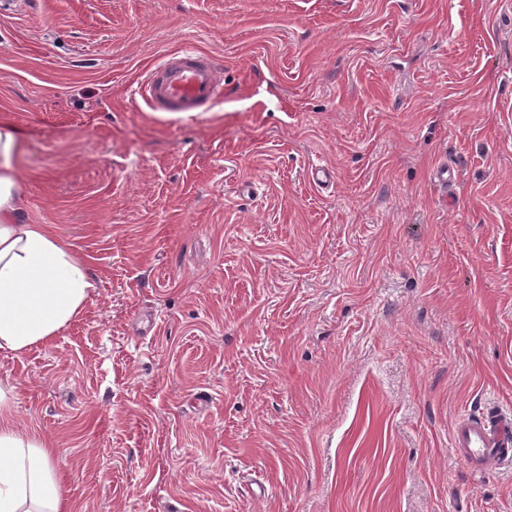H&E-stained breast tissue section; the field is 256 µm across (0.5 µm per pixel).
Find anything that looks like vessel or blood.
Returning <instances> with one entry per match:
<instances>
[{
    "mask_svg": "<svg viewBox=\"0 0 512 512\" xmlns=\"http://www.w3.org/2000/svg\"><path fill=\"white\" fill-rule=\"evenodd\" d=\"M214 56L185 47L165 55L135 82L133 99L153 112L194 118L224 101L216 81ZM451 449L463 468L475 476L512 472V411L495 407L459 416L451 430Z\"/></svg>",
    "mask_w": 512,
    "mask_h": 512,
    "instance_id": "vessel-or-blood-1",
    "label": "vessel or blood"
}]
</instances>
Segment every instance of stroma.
I'll use <instances>...</instances> for the list:
<instances>
[{
    "label": "stroma",
    "instance_id": "35a3bbf8",
    "mask_svg": "<svg viewBox=\"0 0 512 512\" xmlns=\"http://www.w3.org/2000/svg\"><path fill=\"white\" fill-rule=\"evenodd\" d=\"M182 47L221 59L223 108L134 107ZM508 102L506 0L0 18L28 217L93 274L58 336L0 350L11 422L53 443L72 512H512V473L449 447L463 411L512 407Z\"/></svg>",
    "mask_w": 512,
    "mask_h": 512
}]
</instances>
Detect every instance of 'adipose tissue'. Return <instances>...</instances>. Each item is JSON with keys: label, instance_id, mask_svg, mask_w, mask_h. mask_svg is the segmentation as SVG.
Returning a JSON list of instances; mask_svg holds the SVG:
<instances>
[{"label": "adipose tissue", "instance_id": "1", "mask_svg": "<svg viewBox=\"0 0 512 512\" xmlns=\"http://www.w3.org/2000/svg\"><path fill=\"white\" fill-rule=\"evenodd\" d=\"M15 128L0 122V350L57 336L84 311L91 271L46 224L29 223L14 160ZM14 389L0 385V512H69L54 448L10 425Z\"/></svg>", "mask_w": 512, "mask_h": 512}]
</instances>
